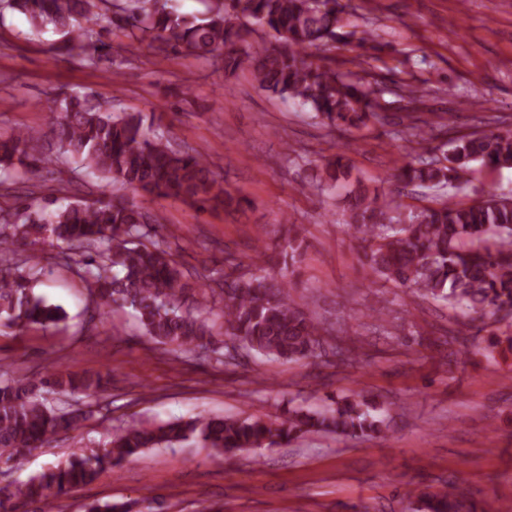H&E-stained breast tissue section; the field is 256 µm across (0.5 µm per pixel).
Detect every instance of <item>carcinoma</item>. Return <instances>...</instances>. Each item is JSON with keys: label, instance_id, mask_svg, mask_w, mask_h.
<instances>
[{"label": "carcinoma", "instance_id": "obj_1", "mask_svg": "<svg viewBox=\"0 0 512 512\" xmlns=\"http://www.w3.org/2000/svg\"><path fill=\"white\" fill-rule=\"evenodd\" d=\"M23 14L30 29L59 36L55 49L88 66L112 57L110 37L132 51L145 45L160 52L211 59L224 70L247 72L254 85L310 108L330 128L358 129L378 116V91L336 60L315 51L336 41L348 21L341 0H209L205 17L179 12L172 0H0ZM107 20L109 27L101 25ZM261 42H256L253 36ZM54 143L24 128L0 135V189L12 198L0 207V325L24 330L57 327L66 313L34 293L41 268L31 253L57 248L91 292L98 316L111 306L130 307L145 335L182 353L203 351L226 364L228 347L217 339L214 309L224 335L256 355L288 363L327 355L330 329L291 298L292 273L272 279L234 276L210 280L176 259L165 225L143 206L121 197L92 203L66 197L13 194L14 185L44 169L62 174L75 164L118 190L175 197L197 210L239 208L235 196L211 169L206 155L179 146L161 127L144 126L140 113H116L88 93L62 91L48 100ZM422 154L398 168L391 180L448 195L419 211L398 212L395 200L379 201L361 182L346 198L344 226L366 242L360 258L370 275L408 288L478 318L512 310V199L489 194L464 204L448 189L472 162L512 168V132L487 130L449 140L447 162L429 147L425 126H411ZM344 156L322 166L324 180L345 175ZM304 239L290 225L279 244L295 258ZM489 354L512 355V332H493ZM338 362H357L359 347L336 345ZM110 379L100 374L54 372L39 381L16 378L0 384V461L10 463L50 444L61 432L77 431L86 419L79 408L52 405L48 394L95 393ZM390 419L383 405L363 390L331 398L315 410L294 409L286 417H217L198 414L159 425L133 424L102 443L79 444L69 459L4 494L53 512L55 501L95 481L147 450L195 439L218 454L279 445L305 433L350 439L385 436ZM414 512H507L510 505L480 506L454 482L413 495ZM137 502H94L88 512H135Z\"/></svg>", "mask_w": 512, "mask_h": 512}]
</instances>
